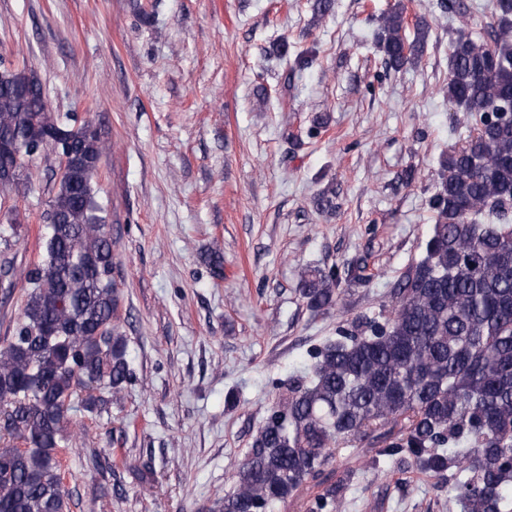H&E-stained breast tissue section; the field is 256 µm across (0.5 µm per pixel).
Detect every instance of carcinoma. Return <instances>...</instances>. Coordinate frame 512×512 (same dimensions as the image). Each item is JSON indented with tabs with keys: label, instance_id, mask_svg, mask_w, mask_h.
<instances>
[{
	"label": "carcinoma",
	"instance_id": "obj_1",
	"mask_svg": "<svg viewBox=\"0 0 512 512\" xmlns=\"http://www.w3.org/2000/svg\"><path fill=\"white\" fill-rule=\"evenodd\" d=\"M487 36L449 39L445 95L474 118L478 135L439 162L424 255L378 316L356 318L342 339L292 374L233 468L217 512H275L344 446L407 455L425 473L454 476L460 512H512V0H489ZM404 7L378 17L385 67L421 56L424 27L405 34ZM70 133L65 172L43 214L45 256L25 275L27 299L0 345V512H69L57 449L77 443L72 400L104 410L134 382L127 339L113 321L112 240L96 199L106 143L75 117L49 109L27 70L0 62V192L31 183L29 163ZM314 311L336 307V272L304 273ZM339 487L316 499L330 507Z\"/></svg>",
	"mask_w": 512,
	"mask_h": 512
}]
</instances>
